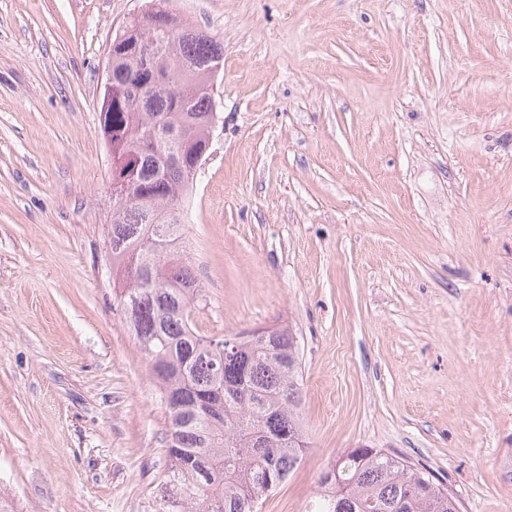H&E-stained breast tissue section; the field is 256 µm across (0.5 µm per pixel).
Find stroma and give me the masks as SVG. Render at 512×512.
I'll use <instances>...</instances> for the list:
<instances>
[{
    "label": "stroma",
    "instance_id": "stroma-1",
    "mask_svg": "<svg viewBox=\"0 0 512 512\" xmlns=\"http://www.w3.org/2000/svg\"><path fill=\"white\" fill-rule=\"evenodd\" d=\"M147 0H0V512H160L169 416L115 310V31ZM224 49L181 203L202 336L288 325L311 448L512 512V0H169Z\"/></svg>",
    "mask_w": 512,
    "mask_h": 512
}]
</instances>
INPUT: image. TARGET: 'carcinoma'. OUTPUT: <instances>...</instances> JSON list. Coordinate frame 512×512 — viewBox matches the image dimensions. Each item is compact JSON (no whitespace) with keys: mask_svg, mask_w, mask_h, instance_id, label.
I'll use <instances>...</instances> for the list:
<instances>
[{"mask_svg":"<svg viewBox=\"0 0 512 512\" xmlns=\"http://www.w3.org/2000/svg\"><path fill=\"white\" fill-rule=\"evenodd\" d=\"M223 52L209 33L192 29L169 43L174 80L148 87L138 61L112 60L120 82L102 97L103 136L112 173L140 164L133 202L112 196V266L123 288L116 307L148 360L167 409V488L161 512H258L297 469L309 448L300 420L299 337L275 327L266 338L200 336L192 322L200 295L191 268L169 244L179 239L180 202L192 178L146 144L173 136L201 141L212 100L205 85ZM308 512H458L448 489L425 470L375 448H354L320 479Z\"/></svg>","mask_w":512,"mask_h":512,"instance_id":"carcinoma-1","label":"carcinoma"}]
</instances>
